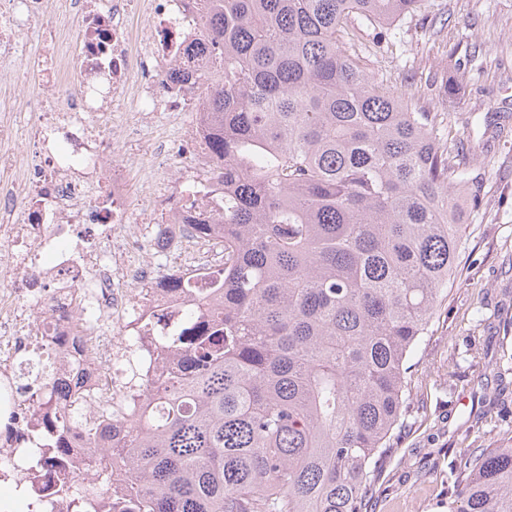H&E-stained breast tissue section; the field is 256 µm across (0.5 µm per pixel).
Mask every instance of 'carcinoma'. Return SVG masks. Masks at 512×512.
Here are the masks:
<instances>
[{
  "mask_svg": "<svg viewBox=\"0 0 512 512\" xmlns=\"http://www.w3.org/2000/svg\"><path fill=\"white\" fill-rule=\"evenodd\" d=\"M203 2L224 305L156 331L180 367L131 398L132 429L89 434L101 482L58 491L96 512L121 459L118 512H366L462 244L441 113L364 63L421 0ZM464 455L448 512H512V448Z\"/></svg>",
  "mask_w": 512,
  "mask_h": 512,
  "instance_id": "obj_1",
  "label": "carcinoma"
}]
</instances>
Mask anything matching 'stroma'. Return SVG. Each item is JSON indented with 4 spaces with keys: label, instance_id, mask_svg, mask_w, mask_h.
Instances as JSON below:
<instances>
[{
    "label": "stroma",
    "instance_id": "stroma-1",
    "mask_svg": "<svg viewBox=\"0 0 512 512\" xmlns=\"http://www.w3.org/2000/svg\"><path fill=\"white\" fill-rule=\"evenodd\" d=\"M372 55L371 74L440 112L452 163L481 198L448 299L407 374V408L369 512H448V464L512 448V0H422ZM452 82L456 92L441 97Z\"/></svg>",
    "mask_w": 512,
    "mask_h": 512
}]
</instances>
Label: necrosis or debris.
<instances>
[{
  "instance_id": "4bbe7bcc",
  "label": "necrosis or debris",
  "mask_w": 512,
  "mask_h": 512,
  "mask_svg": "<svg viewBox=\"0 0 512 512\" xmlns=\"http://www.w3.org/2000/svg\"><path fill=\"white\" fill-rule=\"evenodd\" d=\"M199 14L197 0H0L1 486L38 445L73 480L87 476L86 425L125 431L135 418L128 360L148 380L174 364L147 329L178 335L190 288L209 287L224 265L227 199L209 187ZM160 112L187 116L182 137L142 141ZM127 148L185 163L137 196ZM197 223L210 227L204 252L174 260ZM176 280L189 290L171 289ZM77 408L85 427H62Z\"/></svg>"
}]
</instances>
